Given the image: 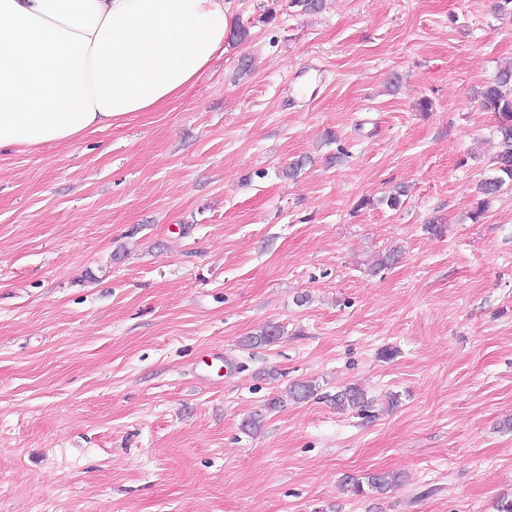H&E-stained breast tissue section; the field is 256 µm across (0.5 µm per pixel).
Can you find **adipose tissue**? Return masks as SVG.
I'll use <instances>...</instances> for the list:
<instances>
[{"label":"adipose tissue","instance_id":"ef3b65f1","mask_svg":"<svg viewBox=\"0 0 512 512\" xmlns=\"http://www.w3.org/2000/svg\"><path fill=\"white\" fill-rule=\"evenodd\" d=\"M227 33L224 0H0V151L159 110Z\"/></svg>","mask_w":512,"mask_h":512}]
</instances>
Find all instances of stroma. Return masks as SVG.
Masks as SVG:
<instances>
[{
  "label": "stroma",
  "instance_id": "1",
  "mask_svg": "<svg viewBox=\"0 0 512 512\" xmlns=\"http://www.w3.org/2000/svg\"><path fill=\"white\" fill-rule=\"evenodd\" d=\"M496 3L225 0L249 37L177 99L0 153V512L512 503V183L476 190L472 94L512 64ZM350 385L374 416L329 402ZM376 470L404 481L347 486Z\"/></svg>",
  "mask_w": 512,
  "mask_h": 512
}]
</instances>
